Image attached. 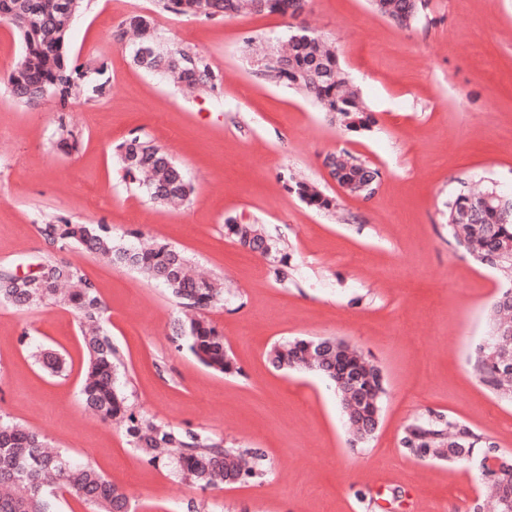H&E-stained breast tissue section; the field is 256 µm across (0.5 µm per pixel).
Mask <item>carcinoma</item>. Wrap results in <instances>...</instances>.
<instances>
[{
  "instance_id": "cac0c4a2",
  "label": "carcinoma",
  "mask_w": 512,
  "mask_h": 512,
  "mask_svg": "<svg viewBox=\"0 0 512 512\" xmlns=\"http://www.w3.org/2000/svg\"><path fill=\"white\" fill-rule=\"evenodd\" d=\"M80 11L83 0H0V21L13 26L20 37L22 53L8 74L11 95L37 107L48 95L64 105L73 98L104 94L103 69L79 67L70 58L68 14L60 2ZM156 13L175 16H233L270 13L284 17L301 14L308 0H154ZM375 9L401 28L418 17L422 0H373ZM133 32V59L141 67L162 73L173 82L193 90L215 87L218 75L207 58L182 47L162 48L157 42L155 20L150 15H132L122 22L120 35ZM259 74L274 85H284L314 101L340 126L352 132L367 129L373 115L359 92L350 85L339 66L336 51L325 41L304 32H293L270 49L261 61ZM124 177L143 190L158 205L184 203L192 186L179 165L159 146L132 135L118 148ZM337 168V182L350 194H361L366 171H379L347 151L330 155ZM295 191L318 209L333 206V199L315 185L295 183ZM499 191L480 193L468 189L447 204L446 223L457 243L479 262L492 268L509 287L490 312V330L485 344L475 348L471 359L479 381L502 399L512 400V386L505 384L501 360L489 355L501 347L512 356V210L499 207ZM51 253L41 263L32 287H12L15 273L0 270V303L29 309L46 303L71 308L79 319L84 351L80 388L85 408L104 420L126 418L134 448L150 463L166 457L175 460L184 478L202 490L249 483L262 475L263 454L257 448H226L192 431L157 424L128 410L117 373L120 355L103 327L104 304L94 282L76 265L55 258L54 253L81 249L108 263L138 270L163 285L181 305L185 317L173 326V335L204 366L219 373L237 371L224 346V336L202 313L224 301V289L211 278L199 275L192 261L172 246L156 242L148 247L122 245L115 241L109 224H63L48 222L40 227ZM234 241L267 255L274 241L257 224H226ZM278 369L313 372L332 383L355 440L365 441L375 432L372 413L381 409L385 393L382 371L343 340L328 337L293 339L276 343L268 352ZM40 368L53 376L65 362L55 349L38 355ZM402 447L417 460L439 458L450 464L468 462L458 453L465 448L483 458L491 454L512 470V459L459 421L435 414L404 430ZM493 512H512V478L493 482ZM66 492L89 512H131L127 495L94 468L72 461L49 447L38 431L0 415V512H56L57 492Z\"/></svg>"
}]
</instances>
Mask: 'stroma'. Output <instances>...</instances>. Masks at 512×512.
<instances>
[{"instance_id": "stroma-1", "label": "stroma", "mask_w": 512, "mask_h": 512, "mask_svg": "<svg viewBox=\"0 0 512 512\" xmlns=\"http://www.w3.org/2000/svg\"><path fill=\"white\" fill-rule=\"evenodd\" d=\"M128 0H84L70 26L79 65L100 67L99 97L38 107L14 99L4 76L21 52L0 22V269L36 273L49 220L108 224L184 252L224 287L206 317L238 368L202 366L171 326L181 309L137 271L82 250L60 257L95 283L104 328L119 349L130 411L265 456L254 482L200 490L167 460L146 463L126 424L88 414L79 397L82 337L76 316L53 304H0V415L122 487L134 512H473L487 488L477 462L406 455L407 425L432 412L468 424L512 456V403L496 398L469 357L488 332L497 273L466 255L444 220L465 187L512 193V0H424L398 27L370 0H309L303 14L156 15L163 43L205 56L221 81L184 96L133 60L118 35ZM305 29L334 46L374 124L349 132L310 99L258 73L260 54ZM81 141L56 144L59 121ZM165 148L193 185L164 208L123 180L116 147L130 134ZM380 172L376 191L344 192L323 164L340 151ZM335 198L332 210L300 199L295 181ZM234 219L276 242L261 255L228 238ZM343 339L383 372L381 418L351 441L338 397L306 371L274 369L267 352L293 338ZM65 351V376L35 354Z\"/></svg>"}]
</instances>
